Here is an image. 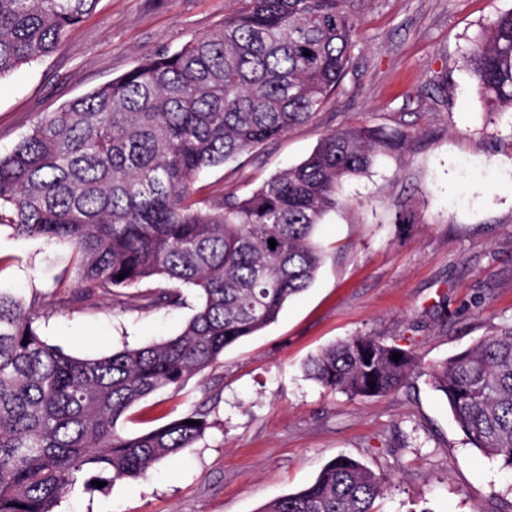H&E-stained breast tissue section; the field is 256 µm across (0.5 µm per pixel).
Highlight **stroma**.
Masks as SVG:
<instances>
[{
  "label": "stroma",
  "instance_id": "obj_1",
  "mask_svg": "<svg viewBox=\"0 0 512 512\" xmlns=\"http://www.w3.org/2000/svg\"><path fill=\"white\" fill-rule=\"evenodd\" d=\"M236 0H98L61 47L0 79V156L42 115L178 50L233 13ZM512 0H367L354 66L307 123L224 166L205 194H248L305 159L329 132L368 124L413 133L400 154L343 182L320 224L314 283L256 335L179 388L136 404L124 437L207 412L204 437L134 481L76 484L57 512H263L344 456L385 479L375 512H512V471L467 444L429 367L512 324V115L489 114L463 65L474 37ZM63 244L0 226V290L37 298L44 338L79 357L177 334L193 313L102 300L62 310ZM411 346L417 366L391 394L348 398L304 374L352 336Z\"/></svg>",
  "mask_w": 512,
  "mask_h": 512
}]
</instances>
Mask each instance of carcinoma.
I'll return each instance as SVG.
<instances>
[{
	"label": "carcinoma",
	"instance_id": "obj_1",
	"mask_svg": "<svg viewBox=\"0 0 512 512\" xmlns=\"http://www.w3.org/2000/svg\"><path fill=\"white\" fill-rule=\"evenodd\" d=\"M365 2L238 0L220 27L44 113L0 156V224L70 252L77 290L60 307L93 308L101 297L121 305L118 288L138 289L130 299L142 310L183 304L182 288L197 297L177 335L80 358L43 338L38 302L0 290V512H55L84 473L134 480L204 436L200 410L133 437L116 425L143 398L213 366L306 290L324 261L315 229L340 205L338 185L412 135L334 130L243 198L197 199L195 183L323 106L353 64ZM96 5L0 0V78L54 53ZM464 62L487 111L512 112V10L487 23ZM415 364L411 349L364 335L324 349L307 372L350 398L380 397ZM428 376L467 443L512 470V325ZM383 490L381 476L338 457L263 512H372Z\"/></svg>",
	"mask_w": 512,
	"mask_h": 512
}]
</instances>
